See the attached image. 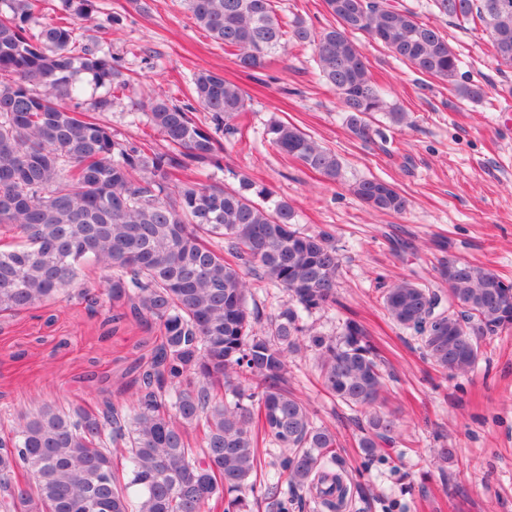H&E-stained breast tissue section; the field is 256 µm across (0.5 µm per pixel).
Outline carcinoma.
<instances>
[{"instance_id":"cac0c4a2","label":"carcinoma","mask_w":512,"mask_h":512,"mask_svg":"<svg viewBox=\"0 0 512 512\" xmlns=\"http://www.w3.org/2000/svg\"><path fill=\"white\" fill-rule=\"evenodd\" d=\"M0 312L73 293L89 306L106 296L112 319L154 322L163 331L135 380L130 405L104 400L91 410L49 404L0 436V512H249L247 495L288 512L308 493L328 510L350 495L336 431L314 421L288 389V356L317 355L323 389L365 415L358 447L365 458L391 443L400 422L382 410L381 355L366 328L348 320L337 334L305 322L335 300L341 259L333 235L304 234L288 202L246 177L239 186L181 178L221 149L193 118L194 107L150 97L141 108L166 142L160 151L112 135L95 114L101 97L78 110V76L99 85L128 83L112 57L83 42L61 18L28 33L38 0H0ZM336 25L317 31L284 22L276 0H185L195 23L239 67L254 71L286 51L312 47L339 96L350 132L371 139L380 114L409 127L410 115L386 101L354 35L373 34L423 75L454 83L461 59L445 35L386 0H324ZM440 13L488 30L494 57L512 68V0H434ZM194 100L224 133H240L246 93L212 71L196 73ZM270 139L286 157L328 181L342 162L294 124L275 122ZM369 208L402 214L409 202L377 177L351 185ZM93 265L103 291L84 286ZM448 288L402 278L382 294L390 319L420 342L436 368L466 374L486 339L512 328V283L490 269L448 260ZM256 287L286 294L263 318L249 305ZM200 427L201 441L188 429ZM281 450L279 486L262 485L261 445ZM122 456L126 464L115 463Z\"/></svg>"}]
</instances>
